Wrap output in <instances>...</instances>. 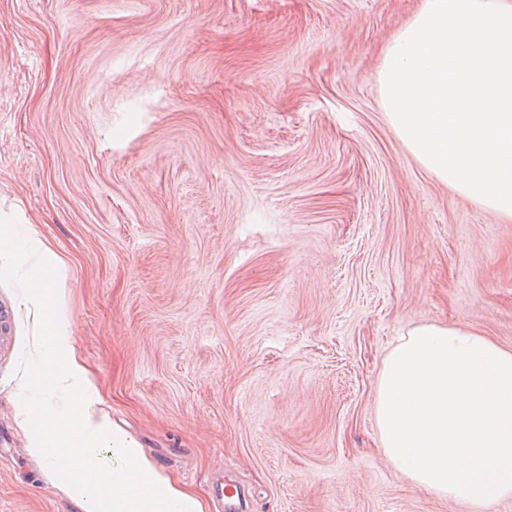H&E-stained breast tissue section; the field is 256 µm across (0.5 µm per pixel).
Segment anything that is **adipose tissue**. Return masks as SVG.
<instances>
[{"label":"adipose tissue","mask_w":512,"mask_h":512,"mask_svg":"<svg viewBox=\"0 0 512 512\" xmlns=\"http://www.w3.org/2000/svg\"><path fill=\"white\" fill-rule=\"evenodd\" d=\"M58 270L57 257L24 212L0 209V274L27 282L21 303L32 313L39 338L41 367L22 401L36 454L69 475L63 491L79 501L82 512H205L199 497L161 472L130 434L76 393L87 374L70 346L73 323L55 288ZM105 449L119 461L108 478L98 466Z\"/></svg>","instance_id":"ef3b65f1"}]
</instances>
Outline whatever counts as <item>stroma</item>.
<instances>
[{
	"mask_svg": "<svg viewBox=\"0 0 512 512\" xmlns=\"http://www.w3.org/2000/svg\"><path fill=\"white\" fill-rule=\"evenodd\" d=\"M422 0H0V207L62 259L97 413L218 512H471L381 449L399 337L512 350V222L426 171L376 73ZM0 278V512H81L32 448Z\"/></svg>",
	"mask_w": 512,
	"mask_h": 512,
	"instance_id": "stroma-1",
	"label": "stroma"
}]
</instances>
